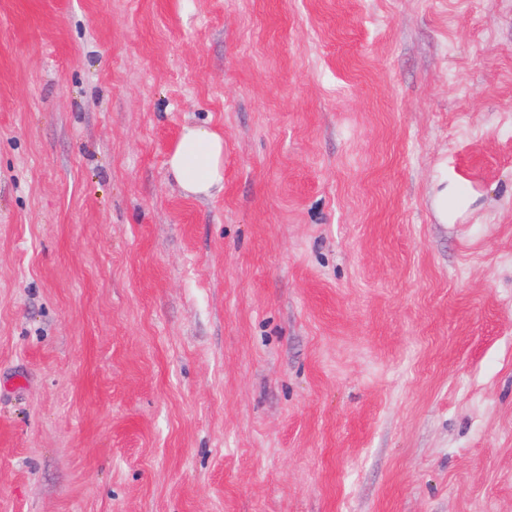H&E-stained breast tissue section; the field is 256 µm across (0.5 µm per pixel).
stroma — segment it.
Segmentation results:
<instances>
[{
	"mask_svg": "<svg viewBox=\"0 0 512 512\" xmlns=\"http://www.w3.org/2000/svg\"><path fill=\"white\" fill-rule=\"evenodd\" d=\"M0 512H512V0H0ZM167 164L186 197L211 196L224 188V135L207 125H186ZM439 189L436 193L434 208L441 221L447 222L453 220L459 213V210L451 207L454 202L455 192L448 187V177L442 175L438 181Z\"/></svg>",
	"mask_w": 512,
	"mask_h": 512,
	"instance_id": "1",
	"label": "stroma"
}]
</instances>
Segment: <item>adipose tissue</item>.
<instances>
[{"instance_id":"ef3b65f1","label":"adipose tissue","mask_w":512,"mask_h":512,"mask_svg":"<svg viewBox=\"0 0 512 512\" xmlns=\"http://www.w3.org/2000/svg\"><path fill=\"white\" fill-rule=\"evenodd\" d=\"M168 167L185 196H210L224 187V136L206 125L184 126Z\"/></svg>"}]
</instances>
